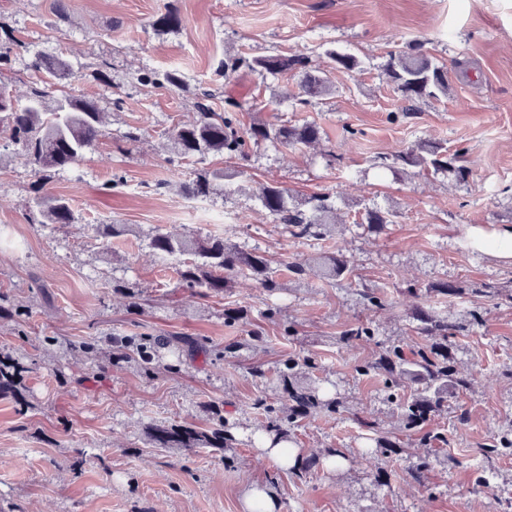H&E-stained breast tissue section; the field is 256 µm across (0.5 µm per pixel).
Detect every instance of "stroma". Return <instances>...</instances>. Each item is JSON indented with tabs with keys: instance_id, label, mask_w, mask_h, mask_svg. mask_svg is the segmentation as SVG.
I'll use <instances>...</instances> for the list:
<instances>
[{
	"instance_id": "stroma-1",
	"label": "stroma",
	"mask_w": 512,
	"mask_h": 512,
	"mask_svg": "<svg viewBox=\"0 0 512 512\" xmlns=\"http://www.w3.org/2000/svg\"><path fill=\"white\" fill-rule=\"evenodd\" d=\"M168 8L179 12L181 27L156 30L152 19ZM0 21L27 46L0 64V79L18 103L27 101L30 55L61 54L77 73L70 92L96 99L108 114L105 136L84 161L47 185L70 201L79 223H28L36 177L23 157L0 152V305L11 310L0 318V357L27 367L22 402L0 399V512H244L254 482L275 493L279 512H498L499 500L512 497V456L494 460L497 475L487 486H475L473 470L477 447L512 424V380L501 375L512 364V306L474 295L465 303L432 301L455 318L479 307L483 322L460 339L456 366L471 387L449 394L448 411L437 419L448 445L434 449L424 487L407 474L418 445L383 460L365 454L359 420L389 429L397 418L382 404L376 380L352 375V363L371 358L375 345L337 338L358 319L371 320L382 342L407 335L415 304L404 292L409 284L512 289V258L467 248L471 231L512 227V0H0ZM415 40L458 67L448 95L403 116L381 65L395 44ZM330 50L355 55L360 68L332 69ZM279 54L304 56L325 72L330 95L298 112V73H217L227 55ZM104 58L112 64L108 84L91 78ZM171 69L184 75L183 87L139 81L145 71ZM204 89L213 91L215 109L228 94L240 101L243 125L308 121L319 126L320 139L309 147L262 142L242 165L223 155L174 165L164 132L194 120ZM133 127L143 131L136 142L125 138ZM420 139L468 147L467 182L414 169L379 176L381 157ZM203 165L238 175L228 193L185 199L179 182ZM271 182L299 198L335 196L348 229L326 247L347 256L352 280L332 286L311 273L298 284L284 272V288L272 296L247 279L215 294L180 285L176 261L162 260L145 241L157 231H227L278 264L313 255L317 242L290 237L258 206L256 193ZM373 205L394 213L378 234L354 222L359 209ZM111 222L140 233L112 240L107 253L95 227ZM116 278L137 284L139 311L113 289ZM363 286L383 291L390 306L365 310L356 300ZM269 304L281 307L296 339L263 319ZM228 307L246 310L247 321L225 326ZM257 329L259 343L251 339ZM149 335L202 346L157 350L147 373L128 358L125 342ZM231 341L241 348L228 358ZM307 350L320 355L322 376L338 384L350 411L305 420L295 448L304 456L342 449L343 470L299 479L247 443L233 449L231 468L207 448L188 455L153 447L150 424L205 429L213 405L241 432L254 430L260 418L253 398L277 389L257 383L252 367L272 374L288 355ZM381 468L388 483L376 480Z\"/></svg>"
}]
</instances>
